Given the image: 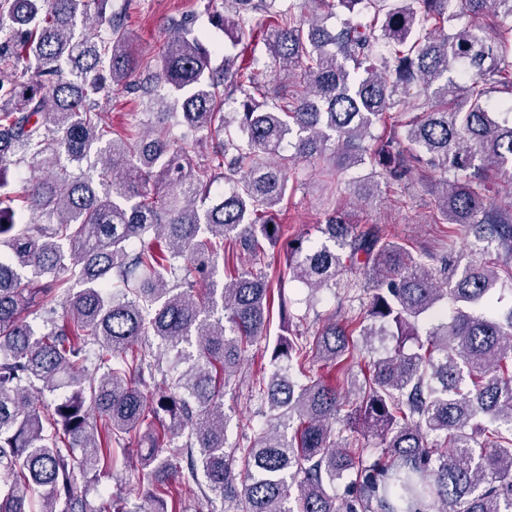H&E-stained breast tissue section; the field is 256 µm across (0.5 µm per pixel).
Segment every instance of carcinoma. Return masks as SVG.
I'll return each mask as SVG.
<instances>
[{
	"instance_id": "obj_1",
	"label": "carcinoma",
	"mask_w": 512,
	"mask_h": 512,
	"mask_svg": "<svg viewBox=\"0 0 512 512\" xmlns=\"http://www.w3.org/2000/svg\"><path fill=\"white\" fill-rule=\"evenodd\" d=\"M109 2L0 0V512H512V205L488 195L512 183V0H224L212 21L236 52L215 68L187 19L139 58ZM93 19L105 28L77 31ZM260 44L291 89L261 90ZM136 71L141 135L103 105ZM311 160L330 213L320 238H290L287 171ZM26 161L40 175L16 197L8 166ZM363 166L358 197L422 182L435 223L495 261L437 268L349 223L336 174ZM283 239L285 265L265 263ZM289 278L312 298L376 288L356 316L277 337L252 382L262 425L230 443L224 393L273 309L293 324ZM358 336L383 350L361 384L313 375ZM169 351L185 369H162ZM134 448L163 479L133 509L89 498Z\"/></svg>"
}]
</instances>
